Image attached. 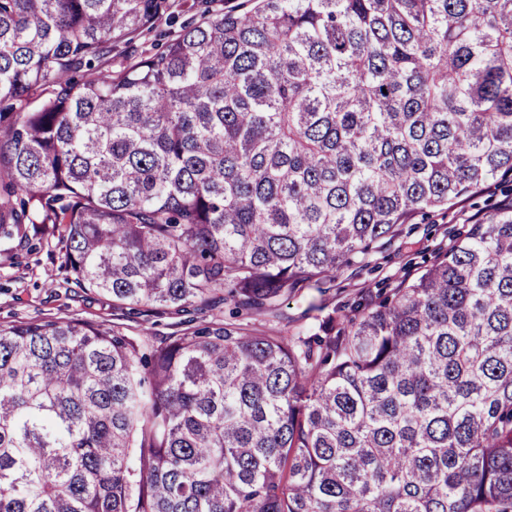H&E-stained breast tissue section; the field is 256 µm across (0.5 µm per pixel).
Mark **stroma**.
Returning a JSON list of instances; mask_svg holds the SVG:
<instances>
[{
    "mask_svg": "<svg viewBox=\"0 0 512 512\" xmlns=\"http://www.w3.org/2000/svg\"><path fill=\"white\" fill-rule=\"evenodd\" d=\"M512 206V176L499 177L446 211L415 216L400 225L389 240L374 245L366 260L343 268L317 289L299 286L296 293L271 314H245L239 321L248 329L296 330L335 315L349 325L357 305L378 301L415 278L455 241L466 235L473 221ZM51 317L94 322L120 321L128 332L162 337L173 331L170 317L151 320L113 310L98 297L69 280L57 251L31 250L28 244L0 249V324Z\"/></svg>",
    "mask_w": 512,
    "mask_h": 512,
    "instance_id": "stroma-1",
    "label": "stroma"
}]
</instances>
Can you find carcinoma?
<instances>
[{
  "label": "carcinoma",
  "instance_id": "cac0c4a2",
  "mask_svg": "<svg viewBox=\"0 0 512 512\" xmlns=\"http://www.w3.org/2000/svg\"><path fill=\"white\" fill-rule=\"evenodd\" d=\"M505 172L512 0H0V245L234 305L0 325V512H512V208L347 327L234 322Z\"/></svg>",
  "mask_w": 512,
  "mask_h": 512
}]
</instances>
